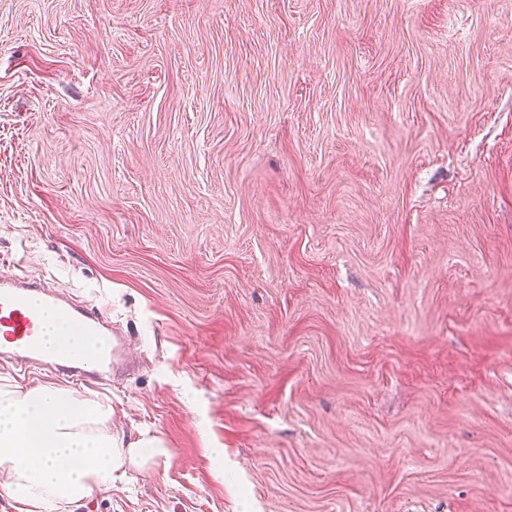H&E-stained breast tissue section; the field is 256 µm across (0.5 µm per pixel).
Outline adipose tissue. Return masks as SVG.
<instances>
[{"mask_svg":"<svg viewBox=\"0 0 512 512\" xmlns=\"http://www.w3.org/2000/svg\"><path fill=\"white\" fill-rule=\"evenodd\" d=\"M150 429L112 431L111 403L58 387L0 385V485L18 512H71L127 465L164 455Z\"/></svg>","mask_w":512,"mask_h":512,"instance_id":"adipose-tissue-1","label":"adipose tissue"}]
</instances>
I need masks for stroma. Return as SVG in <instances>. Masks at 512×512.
<instances>
[{
  "label": "stroma",
  "instance_id": "stroma-1",
  "mask_svg": "<svg viewBox=\"0 0 512 512\" xmlns=\"http://www.w3.org/2000/svg\"><path fill=\"white\" fill-rule=\"evenodd\" d=\"M0 269L167 448L76 512H512V0H0ZM45 309L55 310L96 342L95 353L88 361H73L62 354L56 359H46L42 355L38 336L42 311ZM63 319L54 314L47 316L43 341L50 347L63 344L73 356L80 357L93 344L75 333ZM125 351V337L112 326V319L102 308L79 305L41 281L1 273V362L16 364L20 368L45 362L75 382V385L98 387L112 381V374L126 363Z\"/></svg>",
  "mask_w": 512,
  "mask_h": 512
}]
</instances>
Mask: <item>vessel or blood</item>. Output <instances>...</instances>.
<instances>
[{"label": "vessel or blood", "instance_id": "b4317fda", "mask_svg": "<svg viewBox=\"0 0 512 512\" xmlns=\"http://www.w3.org/2000/svg\"><path fill=\"white\" fill-rule=\"evenodd\" d=\"M46 309L55 310L96 343L88 361L74 364L61 355L53 359V367L79 386L110 381L125 362L126 340L103 309L77 304L42 282L6 273L0 275V360L20 367L42 362L38 336Z\"/></svg>", "mask_w": 512, "mask_h": 512}]
</instances>
